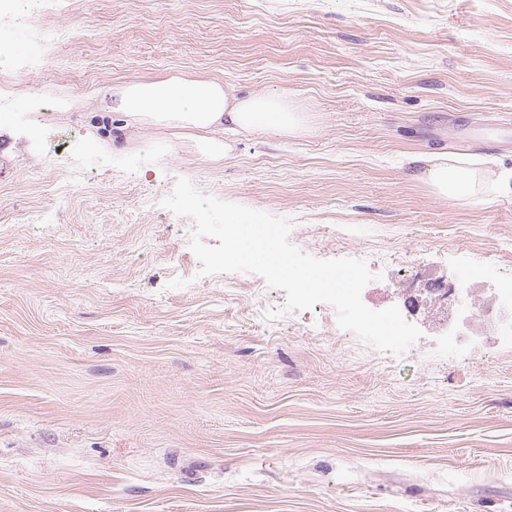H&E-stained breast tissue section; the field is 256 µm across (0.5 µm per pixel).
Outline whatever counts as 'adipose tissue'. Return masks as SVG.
Masks as SVG:
<instances>
[{
  "mask_svg": "<svg viewBox=\"0 0 512 512\" xmlns=\"http://www.w3.org/2000/svg\"><path fill=\"white\" fill-rule=\"evenodd\" d=\"M112 108L123 113L131 129L151 126L194 138L204 159H223L228 131L271 130L294 135L307 117L292 102L287 89H263L239 95L236 88L208 79L169 77L119 86L112 92ZM429 185L444 196L478 197L485 180L471 162L442 160L428 167Z\"/></svg>",
  "mask_w": 512,
  "mask_h": 512,
  "instance_id": "adipose-tissue-1",
  "label": "adipose tissue"
}]
</instances>
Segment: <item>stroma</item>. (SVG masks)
Here are the masks:
<instances>
[{
  "instance_id": "stroma-1",
  "label": "stroma",
  "mask_w": 512,
  "mask_h": 512,
  "mask_svg": "<svg viewBox=\"0 0 512 512\" xmlns=\"http://www.w3.org/2000/svg\"><path fill=\"white\" fill-rule=\"evenodd\" d=\"M57 30L0 66V512H512V340L403 354L200 274L178 178L363 259L373 310L423 278L512 279V0H18ZM287 89L291 136L129 131L114 86ZM481 161L480 199L435 193ZM277 318H268V311ZM429 185L440 195L476 198L485 188V180L473 163L461 158L439 160L428 167Z\"/></svg>"
}]
</instances>
